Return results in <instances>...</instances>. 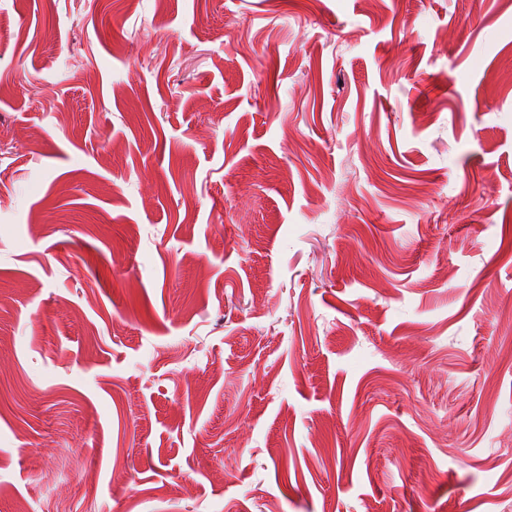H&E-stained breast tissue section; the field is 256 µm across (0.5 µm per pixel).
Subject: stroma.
Listing matches in <instances>:
<instances>
[{"mask_svg":"<svg viewBox=\"0 0 512 512\" xmlns=\"http://www.w3.org/2000/svg\"><path fill=\"white\" fill-rule=\"evenodd\" d=\"M0 512H512V0H0Z\"/></svg>","mask_w":512,"mask_h":512,"instance_id":"obj_1","label":"stroma"}]
</instances>
